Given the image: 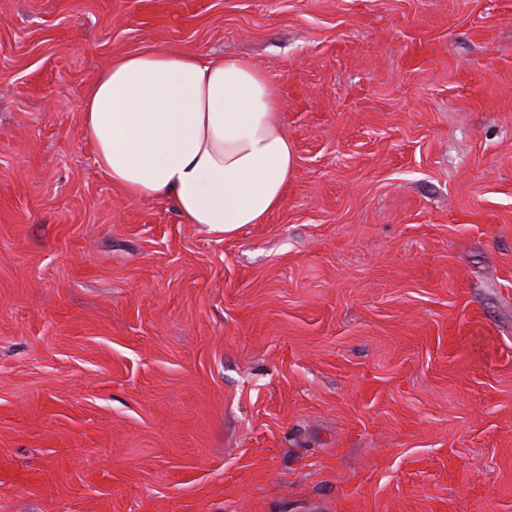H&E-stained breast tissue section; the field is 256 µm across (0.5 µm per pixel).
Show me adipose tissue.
I'll return each instance as SVG.
<instances>
[{
    "instance_id": "1",
    "label": "adipose tissue",
    "mask_w": 512,
    "mask_h": 512,
    "mask_svg": "<svg viewBox=\"0 0 512 512\" xmlns=\"http://www.w3.org/2000/svg\"><path fill=\"white\" fill-rule=\"evenodd\" d=\"M278 105L275 84L241 61L146 49L98 74L83 131L127 196L168 199L184 223L226 233L284 200L296 157Z\"/></svg>"
}]
</instances>
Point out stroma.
<instances>
[{"label": "stroma", "instance_id": "stroma-1", "mask_svg": "<svg viewBox=\"0 0 512 512\" xmlns=\"http://www.w3.org/2000/svg\"><path fill=\"white\" fill-rule=\"evenodd\" d=\"M265 72V223L129 199L113 58ZM0 512H512V0H0Z\"/></svg>", "mask_w": 512, "mask_h": 512}]
</instances>
